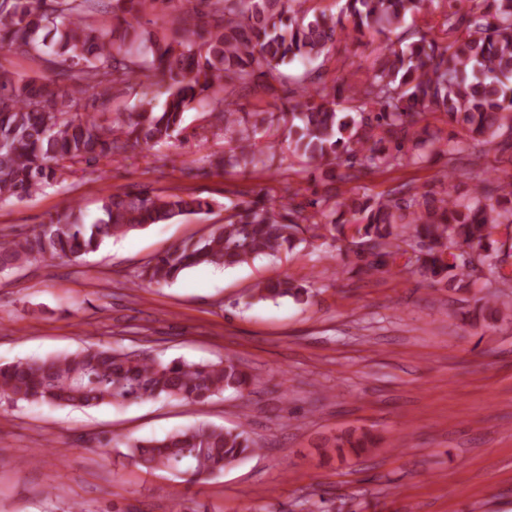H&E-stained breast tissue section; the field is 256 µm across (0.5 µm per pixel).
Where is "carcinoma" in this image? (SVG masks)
<instances>
[{"label": "carcinoma", "instance_id": "1", "mask_svg": "<svg viewBox=\"0 0 512 512\" xmlns=\"http://www.w3.org/2000/svg\"><path fill=\"white\" fill-rule=\"evenodd\" d=\"M94 2L0 0V49L42 53L46 63L44 74L27 79L0 69V202L30 199L75 165L114 157L131 141L165 144L183 130L185 112L206 100L230 134L224 154L210 161L216 168H270L278 142L258 146L260 124L283 125L289 153L332 183L421 165L437 155L451 162L472 144L495 141L512 163V0H473L465 13L448 12L444 46L406 25L424 0H345L334 17L308 15L307 0H196L197 29L175 43L139 32L127 20L171 0H113L110 30L85 22ZM348 30L396 37L378 49L363 83L341 84L330 94L320 69L311 67L290 80L316 86L319 101L297 100L258 122L235 108L238 91L260 86L296 58L317 61ZM143 77L165 82L162 106L143 99L115 121L85 112L88 92L106 101L115 85L131 88ZM436 113L457 125L461 137L445 140L420 126ZM468 179L474 190L466 200L447 188L437 193L403 183L375 197L336 188L311 201L310 214L295 202L296 192L286 202L241 201L224 208V223L208 236L156 256L136 278L170 284L190 268L278 257L302 242L300 235L320 239L329 231L347 242L346 255L366 274L382 273L410 252L426 280L463 288L483 270L499 269L503 249L494 235L512 224V175L492 166L469 171ZM100 203L101 216L91 224L71 211L22 238H1L0 273L32 261L77 260L111 238L212 210L199 196L146 190L111 192ZM285 297L301 302L309 289L285 277L260 281L249 294L253 303ZM252 383L231 357L167 362L91 345L1 366L0 401L79 409L148 398L205 403L226 391L242 397ZM374 445L370 433L351 430L324 439L319 449L341 456L346 448L359 454ZM126 446L134 464L187 482L219 475L257 451L242 425L199 424Z\"/></svg>", "mask_w": 512, "mask_h": 512}]
</instances>
